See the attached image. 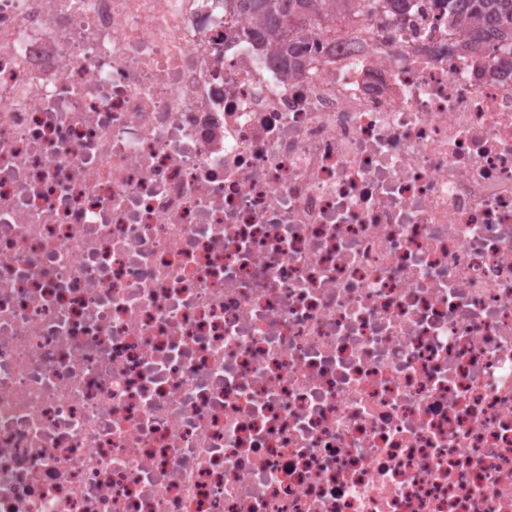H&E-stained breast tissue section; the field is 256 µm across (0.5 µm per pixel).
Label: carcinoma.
<instances>
[{"label":"carcinoma","instance_id":"cac0c4a2","mask_svg":"<svg viewBox=\"0 0 512 512\" xmlns=\"http://www.w3.org/2000/svg\"><path fill=\"white\" fill-rule=\"evenodd\" d=\"M231 9L259 22L263 36L297 51L305 20L320 18L323 32L333 31L336 14L346 11L407 12L412 0H227ZM448 28L463 24L466 50L478 55L492 42L512 41V0H447Z\"/></svg>","mask_w":512,"mask_h":512}]
</instances>
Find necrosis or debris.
Wrapping results in <instances>:
<instances>
[{
    "label": "necrosis or debris",
    "instance_id": "1",
    "mask_svg": "<svg viewBox=\"0 0 512 512\" xmlns=\"http://www.w3.org/2000/svg\"><path fill=\"white\" fill-rule=\"evenodd\" d=\"M247 24L0 0V512H512V70Z\"/></svg>",
    "mask_w": 512,
    "mask_h": 512
}]
</instances>
